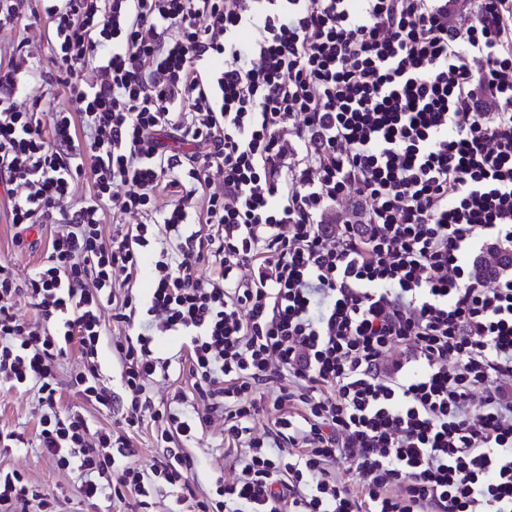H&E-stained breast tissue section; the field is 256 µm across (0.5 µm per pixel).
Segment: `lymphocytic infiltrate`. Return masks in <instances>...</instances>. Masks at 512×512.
Wrapping results in <instances>:
<instances>
[{
	"instance_id": "f902f5d3",
	"label": "lymphocytic infiltrate",
	"mask_w": 512,
	"mask_h": 512,
	"mask_svg": "<svg viewBox=\"0 0 512 512\" xmlns=\"http://www.w3.org/2000/svg\"><path fill=\"white\" fill-rule=\"evenodd\" d=\"M41 2L70 105L41 128L17 104L37 65L0 62L11 222L54 229L26 279L0 265V369L50 408L40 444L83 500L512 512V273L470 269L512 250V0ZM108 213L134 223L105 237ZM167 341L192 388L157 402ZM70 347L73 387L125 431L55 413ZM210 428L234 452L212 496L189 453ZM153 430V423L149 418H145L143 426L137 433H134V437L131 439L135 448H139L137 464L143 468L151 467L158 461L160 455L158 448L154 447Z\"/></svg>"
}]
</instances>
